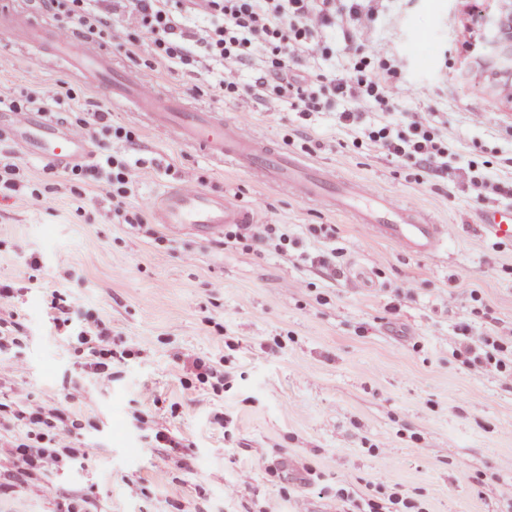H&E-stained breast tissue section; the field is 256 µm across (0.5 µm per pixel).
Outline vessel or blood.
Returning <instances> with one entry per match:
<instances>
[{
    "mask_svg": "<svg viewBox=\"0 0 512 512\" xmlns=\"http://www.w3.org/2000/svg\"><path fill=\"white\" fill-rule=\"evenodd\" d=\"M0 35L36 58L65 65L82 84L104 90L116 105L135 106L149 126L174 132L188 147L203 149L220 163L257 177L262 183L288 190L305 202L348 213L377 237L416 256L436 254L447 235L445 225L417 214L391 196L365 194L363 183L337 179L327 168L271 148L238 119L188 103L181 95L151 86L133 69L118 65L110 52L56 24L30 13L0 11ZM0 131L23 153L65 167L91 156L85 138L42 112H1ZM156 223L167 228L188 227L197 235L221 234L225 225L252 223V216L223 195L190 184L169 187L151 200ZM485 229L499 237L512 236V205L488 212Z\"/></svg>",
    "mask_w": 512,
    "mask_h": 512,
    "instance_id": "b4317fda",
    "label": "vessel or blood"
}]
</instances>
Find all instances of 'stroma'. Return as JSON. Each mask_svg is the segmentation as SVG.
Wrapping results in <instances>:
<instances>
[{
	"label": "stroma",
	"instance_id": "1",
	"mask_svg": "<svg viewBox=\"0 0 512 512\" xmlns=\"http://www.w3.org/2000/svg\"><path fill=\"white\" fill-rule=\"evenodd\" d=\"M488 0H409L380 32L392 47L413 95L396 114L436 112L452 147L454 166L493 163L492 178L512 183V89L504 88L490 54L470 51L473 19ZM0 83L25 87L65 84L84 107L110 112L132 130L138 148L133 203L201 176L204 189L226 195L258 224H284L313 252L311 224L335 230V278L298 257L242 251L189 231L164 230L165 248L142 231L117 223L104 191L84 188L92 217L81 216L66 170L46 174L41 159L0 134V154L30 185L51 183L49 200L0 199V280L21 288L26 340L20 367L0 380V403L47 406L72 393L87 455L80 466L50 478L15 481L0 493V512H57L73 499L86 512H336V486L367 491L374 475L423 502L426 512H512L499 491L512 482V384L467 371L450 356L457 322L478 290L503 337L512 336V240L485 232L481 220L505 206L493 192L476 194L382 151L353 143L333 110L302 120L289 104H259L245 94L226 103L193 96L235 118L277 147L368 184L447 225L448 241L432 257L404 254L364 225L255 177L219 165L202 151L113 106L63 69L41 64L0 36ZM322 146L309 150V140ZM66 253L70 279L56 278L51 261ZM192 253L184 262V253ZM40 256L39 271L29 266ZM221 282L212 291V282ZM414 282L409 300L398 288ZM97 311L135 354L114 364L109 390L80 373L73 339L48 322L51 290ZM398 314H391V306ZM282 349L270 351L273 338ZM222 361L229 385L186 387L188 362ZM158 400H141L140 387ZM183 438L174 458L153 447L151 434ZM280 456L279 475L267 458Z\"/></svg>",
	"mask_w": 512,
	"mask_h": 512
}]
</instances>
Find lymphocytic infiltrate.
I'll use <instances>...</instances> for the list:
<instances>
[{"mask_svg":"<svg viewBox=\"0 0 512 512\" xmlns=\"http://www.w3.org/2000/svg\"><path fill=\"white\" fill-rule=\"evenodd\" d=\"M394 0H48L59 23L78 26L95 43L123 50L126 55H147L169 70L203 72L217 64L222 76L216 84H196L194 93L217 100H232L243 88L245 70L257 71L254 96L262 101L285 100L307 118L339 101L348 108L337 115L341 126L356 135V145L372 144L393 159L405 161L422 173L453 176L452 151L434 113H407L404 122L393 119L395 105L404 93L397 62L388 44L361 40L392 9ZM347 21L339 29L338 21ZM349 54L336 67H325L335 56L337 43ZM74 92L46 93L38 88L24 92L0 86V109L26 112L74 99ZM377 120L368 123L364 111ZM67 125L78 135L95 141L120 139L133 142L134 134L112 127L106 112H70ZM136 177L133 164L123 155L71 166L72 194L93 181L109 197L112 212L132 227L143 224L148 201L131 206L129 197ZM225 243L244 251L263 247L288 257L294 239L284 224H228ZM19 290L0 283V349L20 346L23 339L18 311ZM49 318L78 344L85 367L92 370L102 389L112 385V364L120 353L111 327L96 312H77L61 295H53ZM451 355L474 371L494 373L512 380V342L482 334L461 336ZM23 436L9 443L12 472L17 476L46 473L74 464L83 457L82 425L71 418L68 406L49 408L30 402L14 411ZM377 489L384 487L376 480ZM385 488V487H384ZM388 490V489H387ZM353 498L337 487L336 512H425L422 503L388 490Z\"/></svg>","mask_w":512,"mask_h":512,"instance_id":"obj_1","label":"lymphocytic infiltrate"}]
</instances>
